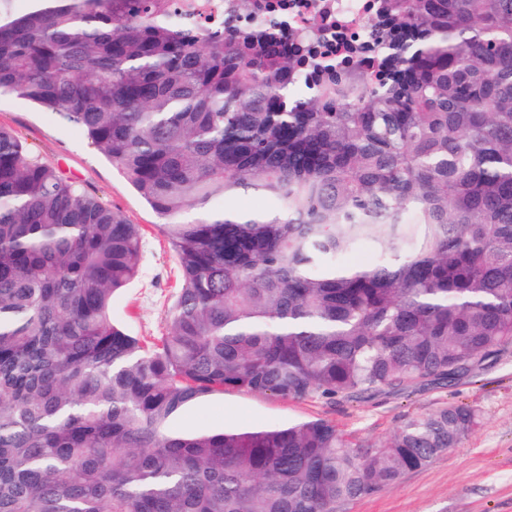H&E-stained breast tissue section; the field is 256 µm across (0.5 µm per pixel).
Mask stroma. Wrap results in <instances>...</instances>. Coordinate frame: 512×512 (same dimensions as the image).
I'll return each instance as SVG.
<instances>
[{"label":"stroma","mask_w":512,"mask_h":512,"mask_svg":"<svg viewBox=\"0 0 512 512\" xmlns=\"http://www.w3.org/2000/svg\"><path fill=\"white\" fill-rule=\"evenodd\" d=\"M0 126L62 173L98 196L132 224L142 225L140 272L113 301L112 312L134 335L158 340L176 299L177 262L157 232L159 216L123 175L76 129L55 115L10 95L0 96ZM477 382H426L403 392L357 400L296 401L227 390L190 406L179 427L220 430L323 418L350 437L387 439L409 415L462 402L481 413L479 426L431 465L371 496L344 503L339 512H512V350L486 359Z\"/></svg>","instance_id":"35a3bbf8"}]
</instances>
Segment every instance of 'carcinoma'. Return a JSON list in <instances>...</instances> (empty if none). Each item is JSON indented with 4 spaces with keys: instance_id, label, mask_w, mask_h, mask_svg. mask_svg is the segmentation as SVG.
<instances>
[{
    "instance_id": "obj_1",
    "label": "carcinoma",
    "mask_w": 512,
    "mask_h": 512,
    "mask_svg": "<svg viewBox=\"0 0 512 512\" xmlns=\"http://www.w3.org/2000/svg\"><path fill=\"white\" fill-rule=\"evenodd\" d=\"M31 3L0 0V94L125 175L180 279L158 341L117 326L142 228L0 127V512H338L480 423L170 428L230 389L453 385L512 347V0H378L336 58L275 18L226 38L173 0Z\"/></svg>"
}]
</instances>
